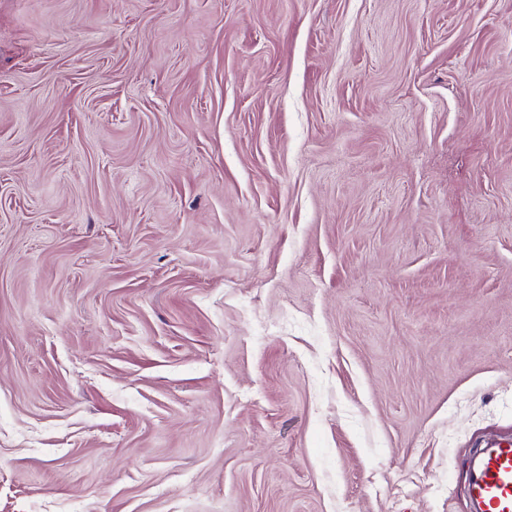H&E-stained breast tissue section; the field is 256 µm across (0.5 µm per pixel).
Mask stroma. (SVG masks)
Segmentation results:
<instances>
[{
	"label": "stroma",
	"mask_w": 512,
	"mask_h": 512,
	"mask_svg": "<svg viewBox=\"0 0 512 512\" xmlns=\"http://www.w3.org/2000/svg\"><path fill=\"white\" fill-rule=\"evenodd\" d=\"M512 438V0H0V512H471Z\"/></svg>",
	"instance_id": "stroma-1"
}]
</instances>
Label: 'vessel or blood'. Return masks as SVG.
Listing matches in <instances>:
<instances>
[{"label":"vessel or blood","mask_w":512,"mask_h":512,"mask_svg":"<svg viewBox=\"0 0 512 512\" xmlns=\"http://www.w3.org/2000/svg\"><path fill=\"white\" fill-rule=\"evenodd\" d=\"M467 493L473 512H512V440L494 441L478 451Z\"/></svg>","instance_id":"b4317fda"}]
</instances>
